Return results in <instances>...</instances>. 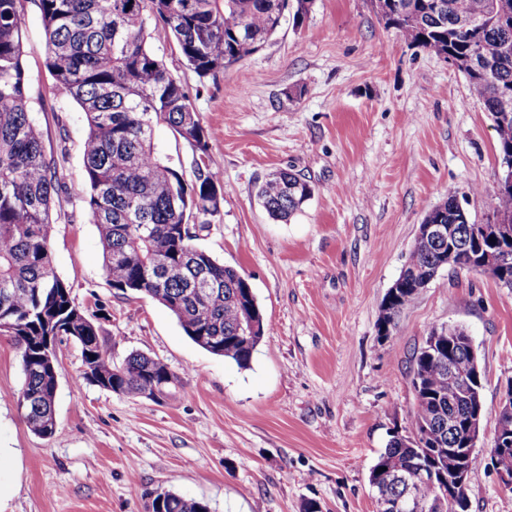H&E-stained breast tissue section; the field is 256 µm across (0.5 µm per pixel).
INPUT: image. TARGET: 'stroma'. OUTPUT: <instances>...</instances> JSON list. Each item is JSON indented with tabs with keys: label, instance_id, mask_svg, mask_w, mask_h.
Instances as JSON below:
<instances>
[{
	"label": "stroma",
	"instance_id": "obj_1",
	"mask_svg": "<svg viewBox=\"0 0 512 512\" xmlns=\"http://www.w3.org/2000/svg\"><path fill=\"white\" fill-rule=\"evenodd\" d=\"M32 116L47 153L65 154L67 192L53 215L58 276L88 313L114 363L134 352L178 377L171 395L129 398L83 379L79 346L60 347L56 429L32 433L17 406L18 350L0 335V512H146L164 487L211 512H376L371 466L392 429H408L412 356L433 328L460 325L481 371L484 431L469 478V512H512V488L488 460L512 382V288L443 269L377 332L380 304L404 269L425 216L457 197L470 223L494 219L497 138L460 71L386 27L373 0H313L301 26L206 80L162 29L150 44L194 92L221 176V218L199 248L235 267L262 307L266 332L249 368L212 355L144 294L124 296L102 269L86 188L84 112L53 89L39 10L24 16ZM288 169L312 198L272 220L255 185Z\"/></svg>",
	"mask_w": 512,
	"mask_h": 512
}]
</instances>
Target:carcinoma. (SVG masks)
Returning <instances> with one entry per match:
<instances>
[{"instance_id":"obj_1","label":"carcinoma","mask_w":512,"mask_h":512,"mask_svg":"<svg viewBox=\"0 0 512 512\" xmlns=\"http://www.w3.org/2000/svg\"><path fill=\"white\" fill-rule=\"evenodd\" d=\"M45 38V66L56 93L85 113L83 164L89 190L82 197L102 246L103 271L122 294L143 293L165 306L184 334L213 355L250 365L265 336L261 306L249 282L195 245L199 232L221 215L222 185L210 165L208 137L189 92L149 46L148 26L177 43L199 82L258 52L287 18L297 26L309 0H33ZM380 16L402 39L443 59L464 58L472 98L492 118L499 156L512 155V0H383ZM28 0H0V334L20 354L24 387L17 397L30 430L51 436L57 391V336L81 347L84 378L117 394L158 401L177 376L157 358L131 353L112 363L92 316L75 302L56 273L50 250L51 213L61 204L60 160L47 156L32 118L30 75L24 63L23 21ZM164 125L195 154L191 180L159 156L155 128ZM269 216L288 221L313 196L312 186L280 170L257 186ZM457 225L454 247L415 240L401 275L406 287L381 304L378 328H396L442 268L456 269L481 250L456 198L438 211ZM151 268L147 281L143 270ZM443 350L466 375L469 349L448 348V327L431 331L413 353L410 414L414 437L394 434L369 472L378 497L400 498L407 484L433 503L448 495L452 448L472 413ZM385 471L378 472L379 468ZM148 512H210L203 500L158 487Z\"/></svg>"}]
</instances>
